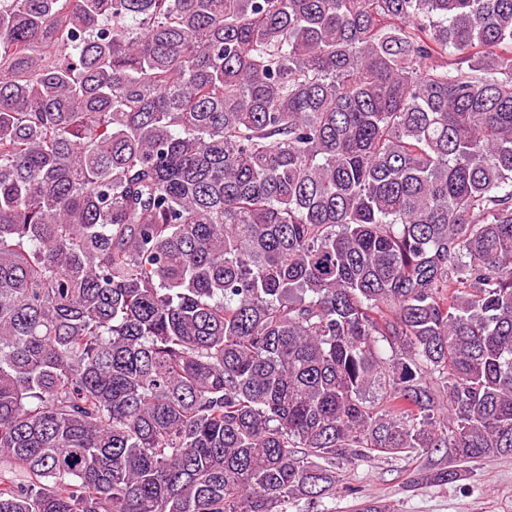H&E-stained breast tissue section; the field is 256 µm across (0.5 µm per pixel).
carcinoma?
<instances>
[{"label": "carcinoma", "instance_id": "obj_1", "mask_svg": "<svg viewBox=\"0 0 512 512\" xmlns=\"http://www.w3.org/2000/svg\"><path fill=\"white\" fill-rule=\"evenodd\" d=\"M441 448L512 455V0H0V512Z\"/></svg>", "mask_w": 512, "mask_h": 512}]
</instances>
